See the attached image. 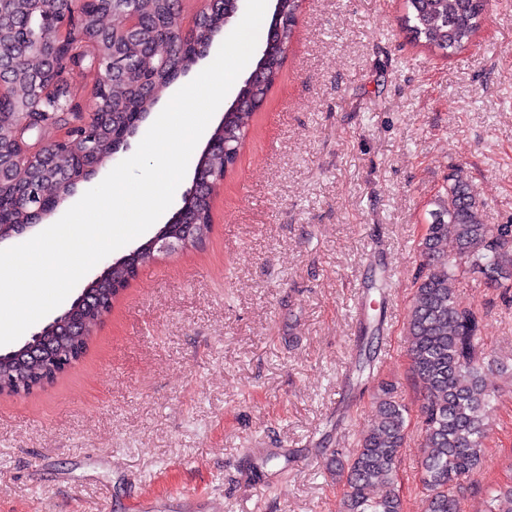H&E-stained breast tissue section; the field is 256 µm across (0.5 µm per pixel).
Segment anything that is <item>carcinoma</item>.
I'll use <instances>...</instances> for the list:
<instances>
[{"mask_svg": "<svg viewBox=\"0 0 512 512\" xmlns=\"http://www.w3.org/2000/svg\"><path fill=\"white\" fill-rule=\"evenodd\" d=\"M136 16L155 37L147 42L119 37L121 26L104 25V19L123 20L125 14L112 0H99L90 10L70 17L75 38L73 45L49 55L32 66L17 61L11 96L0 102V155L16 152L18 130L16 113L25 111L29 93V71H55L56 85L48 91L44 120L53 121L67 76L88 59L82 45H89L96 57L118 59L122 75L102 88V103L112 113L109 123L70 129L75 147L64 150V167L37 179L29 175L0 182V237L8 239L18 226L35 220L33 208L17 201L23 188H31L36 201L50 210L58 207L80 182H87L99 165L115 158L123 139L136 132L148 113L169 86L200 59L198 49L226 26L224 5L219 3L201 15L191 30L182 36V0H135ZM487 0H405V25L413 40L432 51L462 50L473 43L479 30ZM0 21L20 27L21 34L46 48L60 42L56 25L40 15L33 0H4ZM255 109L243 104L239 109L224 108V131L213 134L224 140L228 156L241 150L245 131ZM218 192L224 174L225 156L212 154L206 161ZM187 203V214L209 227L208 195L198 193ZM431 213L428 234L418 244L423 271L416 283L406 333L410 338V375L423 395L420 406L425 455L421 481L427 491V512H460V495L465 483L483 466L484 416L493 405L495 394L486 383V367L512 373V364L489 357L480 348L484 319L480 311L462 306L455 296L462 274H476L490 288H512V224H499L491 230L485 224L482 202L460 171L448 176L446 197ZM451 240L454 252L443 249ZM126 278V266L112 267L104 279L87 281L83 288L103 304L82 306L77 318L86 326L81 336H68L62 346L72 357L82 359L88 351L95 327L108 314L112 284ZM361 336L354 371L357 378H371L374 372L375 333L380 319L367 317ZM57 363L49 358L24 370L26 386L50 385L59 375ZM408 410L395 397L390 383L379 386L376 409L364 439L348 457L332 462L336 474L345 478L342 512H404L402 496L393 491L372 498L368 491L377 485L392 486L397 479L396 464L400 448L406 443ZM488 512H512V484L484 488Z\"/></svg>", "mask_w": 512, "mask_h": 512, "instance_id": "obj_1", "label": "carcinoma"}]
</instances>
